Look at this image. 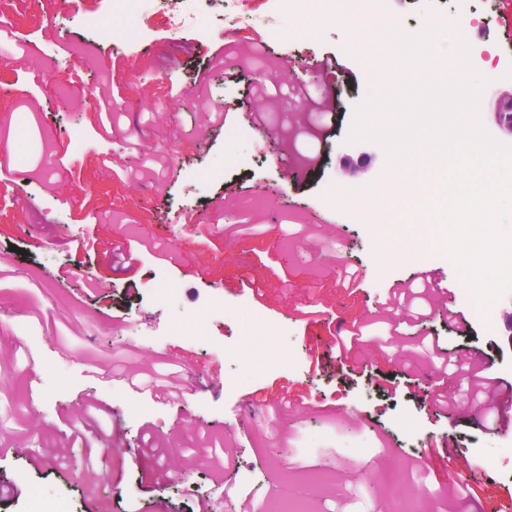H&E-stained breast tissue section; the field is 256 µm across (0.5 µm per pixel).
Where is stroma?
<instances>
[{"label": "stroma", "mask_w": 512, "mask_h": 512, "mask_svg": "<svg viewBox=\"0 0 512 512\" xmlns=\"http://www.w3.org/2000/svg\"><path fill=\"white\" fill-rule=\"evenodd\" d=\"M174 7L151 0L144 16L120 17L110 0H0L16 35L0 40V256L13 257L0 263V486L21 490L0 496V512H196L223 483L234 495L222 512H235L249 479L262 486L254 512H269L277 488L311 493V512H489L490 494L512 490V431L493 425L512 392V299L494 303L489 331L447 257L382 261L385 229L412 248L439 238L401 224L417 186L382 225L332 204L339 185L391 166L377 144L346 141L371 93L346 45L372 46L370 23L313 32L271 0H203L195 26L176 30ZM453 7L383 0L380 22L413 34ZM230 14L241 23L228 36ZM94 16L103 27H87ZM141 18L151 37L137 54L113 45V26ZM458 19L470 45L512 51V0H475ZM329 54L339 66L326 77L314 63ZM475 68L490 79L481 121L510 143L492 114L512 99V76ZM220 112L221 128L208 119ZM235 154L249 164L231 165ZM228 181L239 190L225 193ZM427 269L449 296L416 299ZM89 276L105 283L101 302ZM355 331L338 350L336 334ZM473 358L486 368L478 392L462 367ZM129 361L157 386L117 382ZM348 365L417 391L377 416L367 386L341 382ZM420 391L459 407H419ZM445 437L471 464L452 488L418 459ZM498 447L502 469H484L481 449ZM330 455L359 461L357 479L326 468Z\"/></svg>", "instance_id": "35a3bbf8"}]
</instances>
